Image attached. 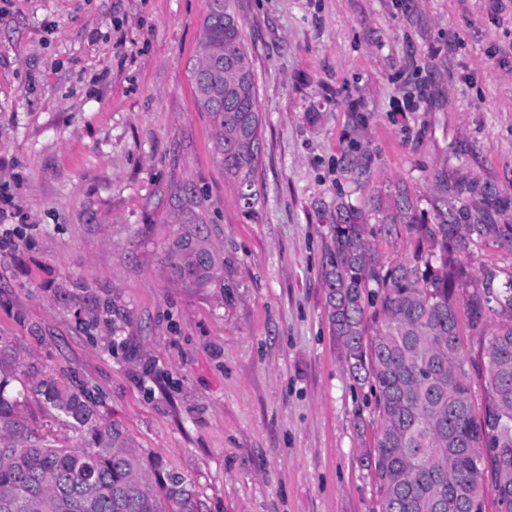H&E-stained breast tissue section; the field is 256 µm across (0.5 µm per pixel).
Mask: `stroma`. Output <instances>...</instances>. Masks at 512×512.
Masks as SVG:
<instances>
[{
    "label": "stroma",
    "mask_w": 512,
    "mask_h": 512,
    "mask_svg": "<svg viewBox=\"0 0 512 512\" xmlns=\"http://www.w3.org/2000/svg\"><path fill=\"white\" fill-rule=\"evenodd\" d=\"M261 109L244 206L196 103L206 0H0V356L83 388L208 512H377L325 312L328 226L405 183L512 225V0H234ZM317 121H309V114ZM203 202L228 293L163 263ZM473 285L512 277L490 233ZM40 435L84 441L34 396Z\"/></svg>",
    "instance_id": "stroma-1"
}]
</instances>
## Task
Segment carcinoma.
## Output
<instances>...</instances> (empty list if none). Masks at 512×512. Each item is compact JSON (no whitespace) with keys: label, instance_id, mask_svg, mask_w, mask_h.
Masks as SVG:
<instances>
[{"label":"carcinoma","instance_id":"cac0c4a2","mask_svg":"<svg viewBox=\"0 0 512 512\" xmlns=\"http://www.w3.org/2000/svg\"><path fill=\"white\" fill-rule=\"evenodd\" d=\"M191 78L225 175L254 186L259 154L242 153L238 141L259 140V95L232 0H207ZM452 210L453 201L441 199L434 222L420 221L400 183L377 199L385 235L414 240L412 257L390 264L376 251L365 209L338 198L328 211L325 309L343 364L374 399L372 418L358 426L372 429L362 460L379 512H483L488 484L497 512L512 506V278L499 291L476 288L465 301L474 327L488 312L497 316L477 358L461 334L456 290L470 277L460 254L488 227L458 224ZM189 232L177 231L166 253L172 278L224 289L183 272L192 263L182 251ZM12 376L0 364V512H205L186 476L160 464L147 469L81 392L30 370L24 390L88 436V447L40 437L7 391Z\"/></svg>","mask_w":512,"mask_h":512}]
</instances>
